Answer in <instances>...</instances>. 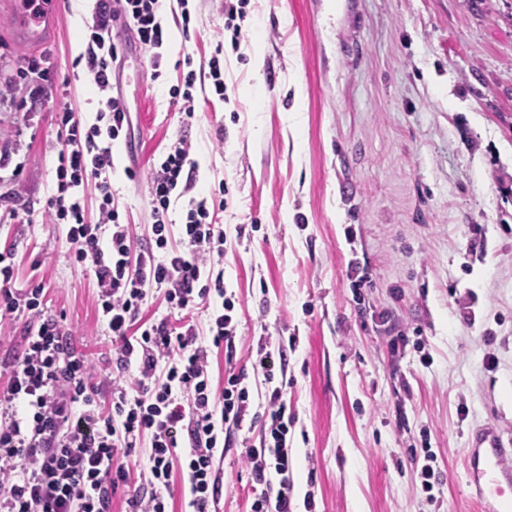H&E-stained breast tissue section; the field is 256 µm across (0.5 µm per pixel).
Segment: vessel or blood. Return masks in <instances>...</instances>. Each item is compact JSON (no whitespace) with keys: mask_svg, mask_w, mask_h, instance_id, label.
<instances>
[{"mask_svg":"<svg viewBox=\"0 0 512 512\" xmlns=\"http://www.w3.org/2000/svg\"><path fill=\"white\" fill-rule=\"evenodd\" d=\"M464 465L483 512H497L500 503L512 510V433L493 422L476 427L469 434Z\"/></svg>","mask_w":512,"mask_h":512,"instance_id":"1","label":"vessel or blood"}]
</instances>
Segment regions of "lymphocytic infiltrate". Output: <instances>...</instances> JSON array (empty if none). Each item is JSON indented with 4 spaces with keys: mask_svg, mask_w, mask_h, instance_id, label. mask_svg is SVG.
Listing matches in <instances>:
<instances>
[{
    "mask_svg": "<svg viewBox=\"0 0 512 512\" xmlns=\"http://www.w3.org/2000/svg\"><path fill=\"white\" fill-rule=\"evenodd\" d=\"M121 27L152 49L153 63L163 57L168 29L159 0H96L86 22V67L101 107L87 127L63 110L57 188L45 206L51 222L63 225L75 262L94 275L113 375L96 380L87 357L45 314L41 287L14 291L15 255L0 252V322L36 317L22 349L0 362V512H112L115 490L128 483L129 512H171L178 481L188 486L189 512H210L222 491L218 464L237 438L261 487L250 512H292L294 419L270 371L272 358L286 360V348L258 360L269 384L263 410L254 409L244 372L227 373L223 388L214 387L209 349L233 348L238 320L219 269L224 229L207 196L191 193L190 143L171 140L150 165L147 245H136L112 192V145L130 132L127 104L112 90ZM88 184L97 191L94 220L83 195ZM179 198L186 204L175 225L168 216ZM153 288L169 308L159 319L145 314ZM199 305L207 312L204 334L187 315ZM248 423L258 425L257 437L242 436ZM138 448L146 461L134 476L124 460Z\"/></svg>",
    "mask_w": 512,
    "mask_h": 512,
    "instance_id": "lymphocytic-infiltrate-1",
    "label": "lymphocytic infiltrate"
}]
</instances>
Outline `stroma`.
I'll list each match as a JSON object with an SVG mask.
<instances>
[{
	"label": "stroma",
	"instance_id": "1",
	"mask_svg": "<svg viewBox=\"0 0 512 512\" xmlns=\"http://www.w3.org/2000/svg\"><path fill=\"white\" fill-rule=\"evenodd\" d=\"M93 6L58 0L35 17L0 0V78L13 84L0 100V251L16 254L14 288L43 285L45 312L100 365L112 342L92 275L44 215L59 111L89 125L100 107L80 61ZM176 7L160 2V67L120 35L132 127L111 181L141 244L145 173L171 140L191 142L197 189L226 200L215 220L238 335L233 351L211 348L215 381L252 373L259 346L293 342L295 512H478L468 434L491 420L512 431V0H247L240 48L223 54L229 99L190 119L168 91L184 56L208 72L224 4L193 0L187 35ZM17 195L35 205L24 223L9 217ZM425 447L441 478L429 497L414 461ZM220 475L216 512H248L239 445Z\"/></svg>",
	"mask_w": 512,
	"mask_h": 512
}]
</instances>
